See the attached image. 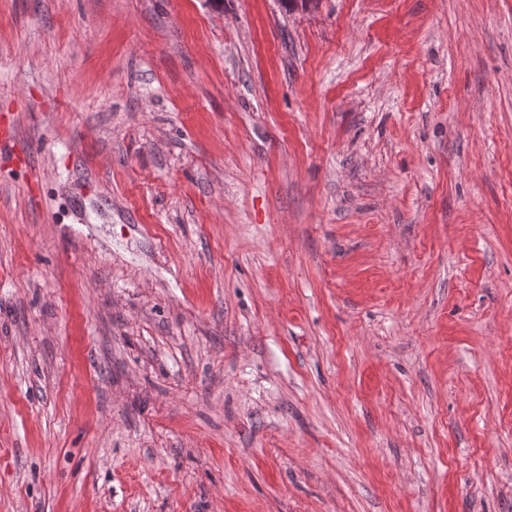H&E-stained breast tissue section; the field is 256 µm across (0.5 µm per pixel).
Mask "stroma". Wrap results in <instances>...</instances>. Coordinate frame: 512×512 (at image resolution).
I'll list each match as a JSON object with an SVG mask.
<instances>
[{
  "label": "stroma",
  "mask_w": 512,
  "mask_h": 512,
  "mask_svg": "<svg viewBox=\"0 0 512 512\" xmlns=\"http://www.w3.org/2000/svg\"><path fill=\"white\" fill-rule=\"evenodd\" d=\"M0 512H512V0H0Z\"/></svg>",
  "instance_id": "1"
}]
</instances>
